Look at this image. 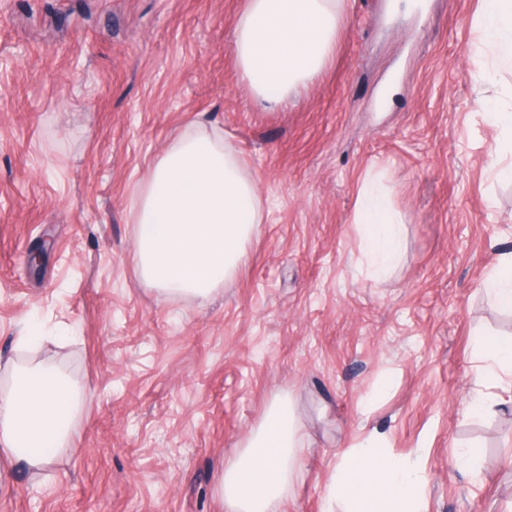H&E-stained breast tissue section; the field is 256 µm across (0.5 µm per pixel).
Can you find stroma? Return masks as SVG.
<instances>
[{"instance_id": "obj_1", "label": "stroma", "mask_w": 512, "mask_h": 512, "mask_svg": "<svg viewBox=\"0 0 512 512\" xmlns=\"http://www.w3.org/2000/svg\"><path fill=\"white\" fill-rule=\"evenodd\" d=\"M245 6L0 0V386L6 361L49 363L86 394L69 447L0 480V512H225L224 468L277 398L302 452L275 512H326L338 455L368 439L417 464L425 512H512V393L473 380L483 334L512 344L481 289L512 251L486 117L512 68L477 39L481 0H339L333 57L285 107L230 51ZM198 123L238 153L262 224L209 300H164L135 268L131 198ZM368 183L404 226L381 278L356 228ZM469 447L477 477L454 463Z\"/></svg>"}]
</instances>
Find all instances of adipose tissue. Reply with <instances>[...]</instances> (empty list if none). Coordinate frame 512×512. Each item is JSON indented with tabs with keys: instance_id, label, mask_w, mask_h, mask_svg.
Masks as SVG:
<instances>
[{
	"instance_id": "adipose-tissue-1",
	"label": "adipose tissue",
	"mask_w": 512,
	"mask_h": 512,
	"mask_svg": "<svg viewBox=\"0 0 512 512\" xmlns=\"http://www.w3.org/2000/svg\"><path fill=\"white\" fill-rule=\"evenodd\" d=\"M336 0H248L232 50L258 96L295 98L331 58ZM476 27L497 59L512 65V0H483ZM260 195L219 128L179 136L149 167L130 209L134 262L142 280L166 298L207 300L242 264L259 219ZM359 224L375 269L393 264L403 226L383 195L365 194ZM0 393V450L12 464L38 470L48 448L69 443L82 392L54 368L15 367ZM299 448L286 401L274 400L258 429L224 469L228 512H272L293 479ZM386 492L375 489L377 478ZM331 494L343 512H421L415 464L366 441L336 463Z\"/></svg>"
}]
</instances>
